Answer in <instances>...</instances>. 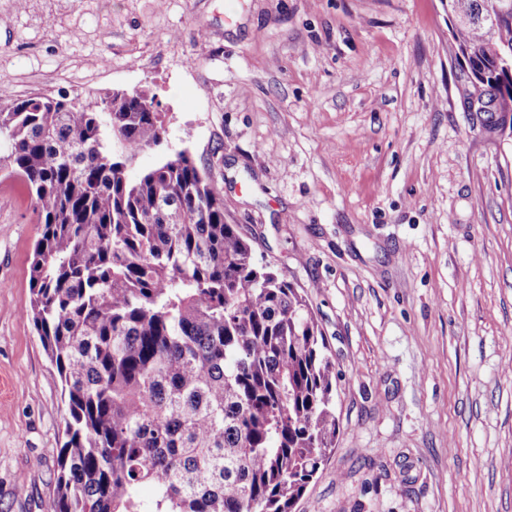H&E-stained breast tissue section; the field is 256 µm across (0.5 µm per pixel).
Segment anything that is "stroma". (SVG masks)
I'll return each instance as SVG.
<instances>
[{"instance_id": "35a3bbf8", "label": "stroma", "mask_w": 512, "mask_h": 512, "mask_svg": "<svg viewBox=\"0 0 512 512\" xmlns=\"http://www.w3.org/2000/svg\"><path fill=\"white\" fill-rule=\"evenodd\" d=\"M448 0H0V105L152 98L303 292L339 429L295 512H512V125L467 111ZM0 170V512H50L60 377Z\"/></svg>"}]
</instances>
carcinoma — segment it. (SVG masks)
Segmentation results:
<instances>
[{
	"label": "carcinoma",
	"mask_w": 512,
	"mask_h": 512,
	"mask_svg": "<svg viewBox=\"0 0 512 512\" xmlns=\"http://www.w3.org/2000/svg\"><path fill=\"white\" fill-rule=\"evenodd\" d=\"M452 36L485 77L473 92L507 111L512 18ZM164 134L142 94L0 105V169L40 229L27 316L66 406L51 512H294L336 445V365L188 152L130 179Z\"/></svg>",
	"instance_id": "cac0c4a2"
}]
</instances>
